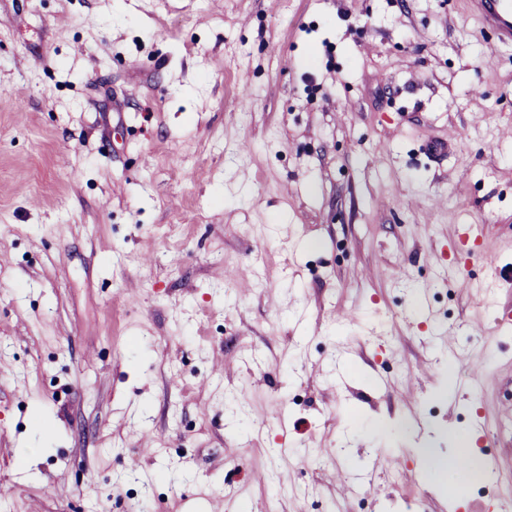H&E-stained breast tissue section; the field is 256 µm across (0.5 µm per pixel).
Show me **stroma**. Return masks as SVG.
Returning a JSON list of instances; mask_svg holds the SVG:
<instances>
[{
    "mask_svg": "<svg viewBox=\"0 0 512 512\" xmlns=\"http://www.w3.org/2000/svg\"><path fill=\"white\" fill-rule=\"evenodd\" d=\"M511 272L469 0H0V512H512ZM448 438L454 440L458 449L455 453L441 455L430 448H418L420 472L429 480L431 486H437L447 481L448 477L475 471L474 466L482 459L475 456V438H459L455 433H449Z\"/></svg>",
    "mask_w": 512,
    "mask_h": 512,
    "instance_id": "35a3bbf8",
    "label": "stroma"
}]
</instances>
